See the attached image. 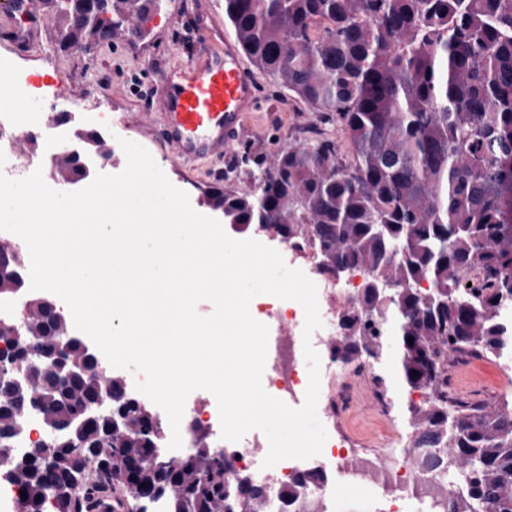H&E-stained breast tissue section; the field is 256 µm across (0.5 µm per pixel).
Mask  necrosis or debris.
<instances>
[{
	"instance_id": "1",
	"label": "necrosis or debris",
	"mask_w": 512,
	"mask_h": 512,
	"mask_svg": "<svg viewBox=\"0 0 512 512\" xmlns=\"http://www.w3.org/2000/svg\"><path fill=\"white\" fill-rule=\"evenodd\" d=\"M72 124L51 119L45 114L24 116L17 103L0 100V174L11 179L28 177L45 167L52 151L61 145H74ZM34 138L40 150L23 157L13 143L20 137ZM290 264L302 270L317 286L322 326L311 339H304L305 313L300 304L284 305L276 301L258 305L261 323L269 329L268 353L263 380L274 397L291 405L305 400L308 379L304 372V342L318 348L329 378H337L343 364L337 361L334 347L336 322L346 312H357L362 290L370 278L367 270L358 269L338 281L329 280L318 271L317 252L309 242L298 241L287 249ZM358 398L352 387L329 392L325 405V422L329 440L325 453L337 461L340 482L329 481L317 458L285 459L263 468L258 453V435L242 442H225L232 475L256 478L266 491L269 512H336V490L356 491L368 485L382 488L384 497L379 512H444L457 488L440 481L438 469L422 451L412 447V431L393 413L394 402L382 399L372 417L374 441L387 447L386 453H366L357 439L342 431Z\"/></svg>"
}]
</instances>
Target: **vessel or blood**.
<instances>
[{
	"label": "vessel or blood",
	"mask_w": 512,
	"mask_h": 512,
	"mask_svg": "<svg viewBox=\"0 0 512 512\" xmlns=\"http://www.w3.org/2000/svg\"><path fill=\"white\" fill-rule=\"evenodd\" d=\"M32 0H11L0 21L9 23L12 33L23 25L44 21ZM204 60L185 75L170 72L155 83L150 100L168 124L171 143L169 160L182 164L209 154H234L247 113L257 111L259 89L253 72L242 62V47L233 37H225L223 50L200 42Z\"/></svg>",
	"instance_id": "vessel-or-blood-1"
}]
</instances>
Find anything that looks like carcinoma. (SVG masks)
Returning <instances> with one entry per match:
<instances>
[{
	"instance_id": "cac0c4a2",
	"label": "carcinoma",
	"mask_w": 512,
	"mask_h": 512,
	"mask_svg": "<svg viewBox=\"0 0 512 512\" xmlns=\"http://www.w3.org/2000/svg\"><path fill=\"white\" fill-rule=\"evenodd\" d=\"M62 39L82 45L94 30L75 20L83 0H43ZM160 0H100L102 40L130 36ZM224 21L253 65L340 128L352 150L321 131L280 149L261 189L224 191V222L288 225L314 242L319 264L362 267L395 285L384 298L363 289L361 319L336 338L342 358L383 356L367 321L392 324L400 376L424 390L409 409L415 447L448 450L458 492L448 512H512V403L490 406L448 389L464 357L512 363V0H224ZM481 276L482 287L465 283ZM426 280L429 288H416ZM413 341H408V338ZM43 388L42 423L68 421L98 385L82 376ZM0 450L32 411L25 388L0 385ZM84 425L85 447L63 434L14 465L25 512H101L120 486L165 512H268L264 489L233 479L226 460L199 455L175 471L154 469L148 426L126 433ZM211 472L199 487L195 474Z\"/></svg>"
}]
</instances>
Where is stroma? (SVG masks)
Segmentation results:
<instances>
[{
    "label": "stroma",
    "mask_w": 512,
    "mask_h": 512,
    "mask_svg": "<svg viewBox=\"0 0 512 512\" xmlns=\"http://www.w3.org/2000/svg\"><path fill=\"white\" fill-rule=\"evenodd\" d=\"M229 31L224 23V0H164L152 14L141 37H116L92 50H60L55 28L39 26L29 51L18 52L11 34L0 29V57L8 56L27 68L32 80L52 85L69 83L77 90H95L108 103L125 128V139L143 146L174 186L190 189L192 208L208 214L204 193L223 187L241 193L254 188L267 170L275 153L283 147L300 144L313 131L316 117L311 108L288 99L272 79L258 75L261 107L250 113L244 135L233 161L240 163L237 178L221 176L229 162L200 159L183 168L164 164L168 144L160 113L145 111V94L162 68L189 69L198 62L196 46L209 40L223 47ZM450 389L481 402L512 401V390L505 387L501 364L495 358H471L451 364Z\"/></svg>",
    "instance_id": "35a3bbf8"
}]
</instances>
